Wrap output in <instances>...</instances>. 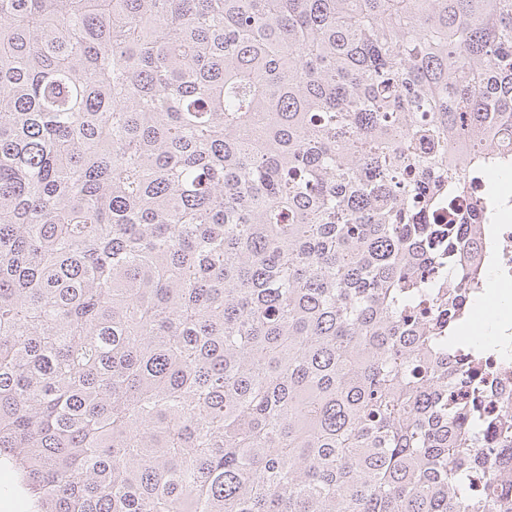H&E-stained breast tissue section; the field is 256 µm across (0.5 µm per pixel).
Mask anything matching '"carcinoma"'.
I'll return each mask as SVG.
<instances>
[{"instance_id":"cac0c4a2","label":"carcinoma","mask_w":512,"mask_h":512,"mask_svg":"<svg viewBox=\"0 0 512 512\" xmlns=\"http://www.w3.org/2000/svg\"><path fill=\"white\" fill-rule=\"evenodd\" d=\"M512 0H0V459L35 512H512L448 344Z\"/></svg>"}]
</instances>
